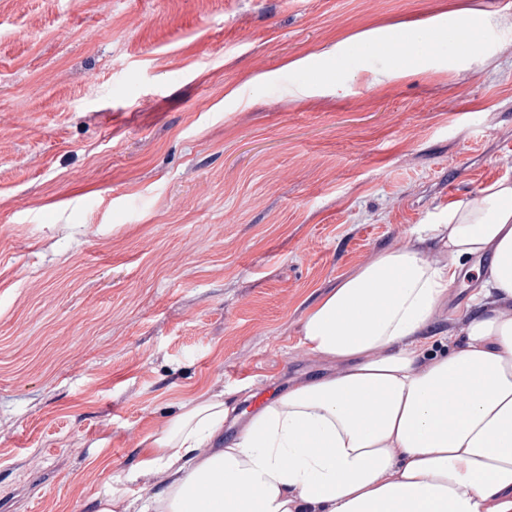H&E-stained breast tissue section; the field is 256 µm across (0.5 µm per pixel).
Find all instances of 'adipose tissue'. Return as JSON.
Wrapping results in <instances>:
<instances>
[{"instance_id": "1", "label": "adipose tissue", "mask_w": 512, "mask_h": 512, "mask_svg": "<svg viewBox=\"0 0 512 512\" xmlns=\"http://www.w3.org/2000/svg\"><path fill=\"white\" fill-rule=\"evenodd\" d=\"M470 28L466 17L397 28L404 48L373 82L407 77L436 35L477 53ZM473 261L486 264L475 311L433 350ZM301 336L323 373L254 410L220 391L181 403L136 472L162 490L114 487L96 512H512V180L341 277Z\"/></svg>"}]
</instances>
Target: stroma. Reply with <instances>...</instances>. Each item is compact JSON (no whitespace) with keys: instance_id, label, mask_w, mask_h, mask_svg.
<instances>
[{"instance_id":"obj_1","label":"stroma","mask_w":512,"mask_h":512,"mask_svg":"<svg viewBox=\"0 0 512 512\" xmlns=\"http://www.w3.org/2000/svg\"><path fill=\"white\" fill-rule=\"evenodd\" d=\"M486 13L397 82L348 44ZM504 177L512 0H0V512L148 494L181 402L320 373L319 292Z\"/></svg>"}]
</instances>
